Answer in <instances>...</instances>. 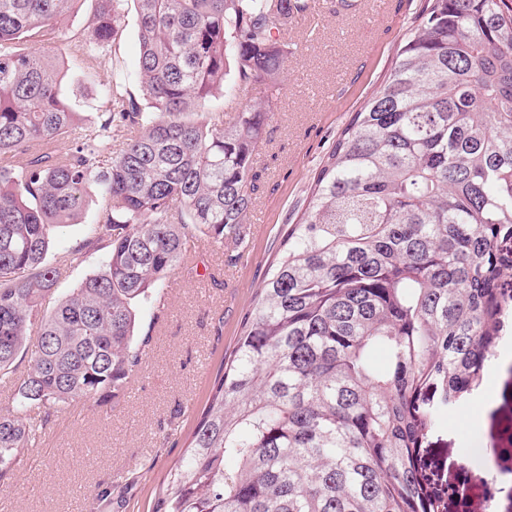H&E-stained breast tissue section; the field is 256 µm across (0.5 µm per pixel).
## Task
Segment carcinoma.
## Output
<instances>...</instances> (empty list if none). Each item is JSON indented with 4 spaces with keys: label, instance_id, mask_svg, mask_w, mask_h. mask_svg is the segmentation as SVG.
<instances>
[{
    "label": "carcinoma",
    "instance_id": "carcinoma-1",
    "mask_svg": "<svg viewBox=\"0 0 512 512\" xmlns=\"http://www.w3.org/2000/svg\"><path fill=\"white\" fill-rule=\"evenodd\" d=\"M136 3L146 106L108 88L90 125L40 38L80 0H0V478L50 417L118 398L141 308L206 239L246 248L255 156L307 0H94L76 56L101 63ZM263 97L224 121L217 92ZM127 135L119 149L114 133ZM28 156L15 166L11 159ZM102 268L50 311L52 232ZM287 225L242 336L152 512H448L423 466L448 402L482 380L512 270V8L426 0L393 67L351 116ZM381 352L387 363H373ZM28 360L29 356L19 360L15 374L12 377L0 380V410H7L14 405L17 383L28 371Z\"/></svg>",
    "mask_w": 512,
    "mask_h": 512
}]
</instances>
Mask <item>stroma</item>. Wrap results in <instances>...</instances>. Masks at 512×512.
Masks as SVG:
<instances>
[{"label": "stroma", "mask_w": 512, "mask_h": 512, "mask_svg": "<svg viewBox=\"0 0 512 512\" xmlns=\"http://www.w3.org/2000/svg\"><path fill=\"white\" fill-rule=\"evenodd\" d=\"M335 11L332 0H308L283 39L290 49L283 87L265 128L256 159L262 172L247 217L248 245L198 243L195 264H184L162 282L164 313L145 307L138 333L147 344L126 396L98 406L68 408L54 417L38 446L0 479V512H151L155 492L184 450L224 358L241 333L281 230L296 213L334 136L359 110L389 70L403 34L423 0H351ZM93 0H78L44 41L64 72L62 90L84 119L106 106L105 85L123 79L141 97L136 74L139 43L134 16H127L97 76L75 65L79 45L96 27ZM99 206L89 196L77 223L59 228L48 260L59 267L52 307L103 263L90 252L67 264ZM496 416L463 406L438 433L436 452L449 468L476 461L494 448L506 426Z\"/></svg>", "instance_id": "35a3bbf8"}]
</instances>
